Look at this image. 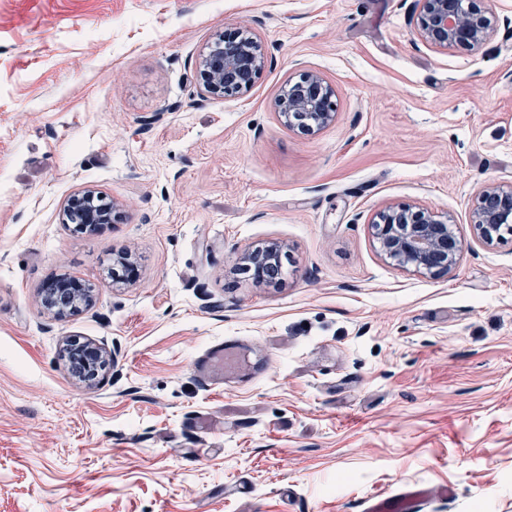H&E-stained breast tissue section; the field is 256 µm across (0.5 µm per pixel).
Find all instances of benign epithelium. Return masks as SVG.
Segmentation results:
<instances>
[{
    "label": "benign epithelium",
    "instance_id": "benign-epithelium-1",
    "mask_svg": "<svg viewBox=\"0 0 512 512\" xmlns=\"http://www.w3.org/2000/svg\"><path fill=\"white\" fill-rule=\"evenodd\" d=\"M482 0H418V35L428 46L473 48L483 43L490 21L480 6ZM265 66L262 43L248 30L226 31L214 41L200 63L204 90L220 97H232L250 88ZM333 92L317 74L305 72L279 98L281 116L289 127L312 135L336 118ZM116 205L105 202L92 190L71 196L63 221L94 227L112 223ZM479 240L491 244L501 239L502 230L512 227V184H487L479 192L470 216ZM455 223L446 214L409 205H390L379 211L372 228L386 259L399 267L430 276L452 272L459 260L460 243ZM282 262L277 247L260 246L240 257L242 270L258 280H269ZM93 289L73 281L59 280L43 289L47 310L58 317L83 302H91ZM71 357L80 361L85 374H93L107 360L98 346L86 351L74 347Z\"/></svg>",
    "mask_w": 512,
    "mask_h": 512
}]
</instances>
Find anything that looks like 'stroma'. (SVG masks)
Returning a JSON list of instances; mask_svg holds the SVG:
<instances>
[{"mask_svg":"<svg viewBox=\"0 0 512 512\" xmlns=\"http://www.w3.org/2000/svg\"><path fill=\"white\" fill-rule=\"evenodd\" d=\"M485 7L482 45L438 50L417 0H0V512H361L407 485L512 512V233L469 220L512 184V0ZM240 26L265 67L212 96L201 55ZM304 72L335 92L313 136L277 106ZM85 188L118 206L91 234L62 221ZM391 204L451 215L456 269L385 261ZM270 243L258 285L237 258ZM57 277L92 303L48 314ZM228 338L255 372L207 387ZM68 339L110 351L95 385Z\"/></svg>","mask_w":512,"mask_h":512,"instance_id":"stroma-1","label":"stroma"}]
</instances>
